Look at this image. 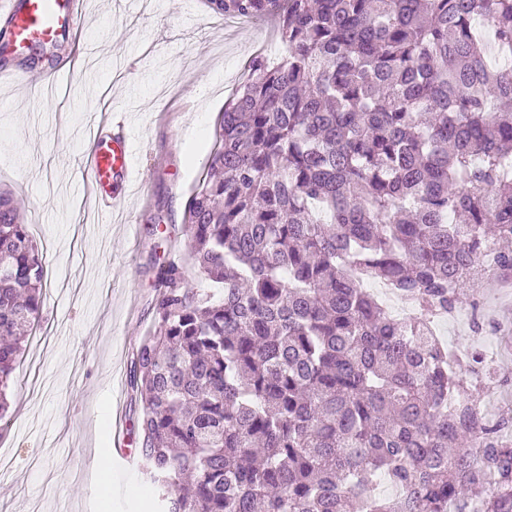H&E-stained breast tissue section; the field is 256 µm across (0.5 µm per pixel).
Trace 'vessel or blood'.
<instances>
[{
	"instance_id": "obj_1",
	"label": "vessel or blood",
	"mask_w": 512,
	"mask_h": 512,
	"mask_svg": "<svg viewBox=\"0 0 512 512\" xmlns=\"http://www.w3.org/2000/svg\"><path fill=\"white\" fill-rule=\"evenodd\" d=\"M84 0H0V29L8 45L53 44L83 28ZM90 148L74 169L76 187L88 191L98 214L107 216L127 197L134 173V139L127 112L115 111L89 126Z\"/></svg>"
}]
</instances>
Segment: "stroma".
Wrapping results in <instances>:
<instances>
[{
  "instance_id": "1",
  "label": "stroma",
  "mask_w": 512,
  "mask_h": 512,
  "mask_svg": "<svg viewBox=\"0 0 512 512\" xmlns=\"http://www.w3.org/2000/svg\"><path fill=\"white\" fill-rule=\"evenodd\" d=\"M82 56L65 51L69 72L50 67L0 80V186L24 205L26 224L48 270L42 328L29 340L8 391L12 453L0 474L6 512H140L135 459L113 452L95 421L132 434L140 412L127 389L132 347L152 323L159 237L147 228L165 214L180 236L185 203L214 145L220 112L259 49L279 47L261 18L224 20L204 0H87ZM139 53L144 72L129 87L124 57ZM133 115L140 191L125 213L96 217L71 175L89 143L94 113ZM462 362L467 386L490 402L489 419L512 413V291L468 288L434 325ZM112 466V488L85 480L98 461Z\"/></svg>"
}]
</instances>
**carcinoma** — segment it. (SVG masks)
Masks as SVG:
<instances>
[{
  "label": "carcinoma",
  "mask_w": 512,
  "mask_h": 512,
  "mask_svg": "<svg viewBox=\"0 0 512 512\" xmlns=\"http://www.w3.org/2000/svg\"><path fill=\"white\" fill-rule=\"evenodd\" d=\"M205 4L273 18L283 57L250 60L184 208L188 252L155 263L127 379L148 507L512 512V415L486 421L433 327L486 252L512 269V74L477 27L512 54V0ZM46 279L1 189L0 435Z\"/></svg>",
  "instance_id": "cac0c4a2"
}]
</instances>
